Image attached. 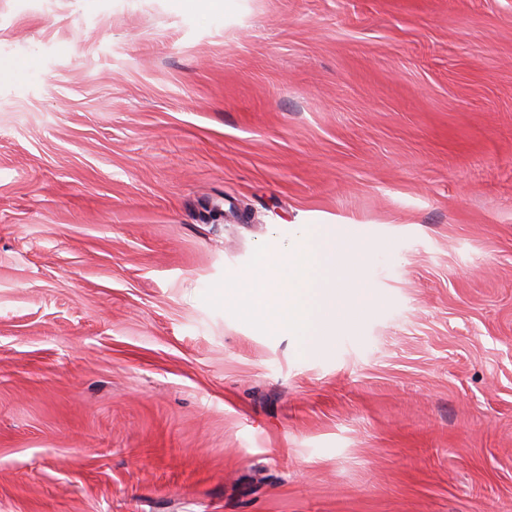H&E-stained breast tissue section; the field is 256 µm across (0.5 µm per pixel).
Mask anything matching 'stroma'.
<instances>
[{
    "mask_svg": "<svg viewBox=\"0 0 512 512\" xmlns=\"http://www.w3.org/2000/svg\"><path fill=\"white\" fill-rule=\"evenodd\" d=\"M302 224L322 353L204 300ZM0 512H512V0H0Z\"/></svg>",
    "mask_w": 512,
    "mask_h": 512,
    "instance_id": "35a3bbf8",
    "label": "stroma"
}]
</instances>
